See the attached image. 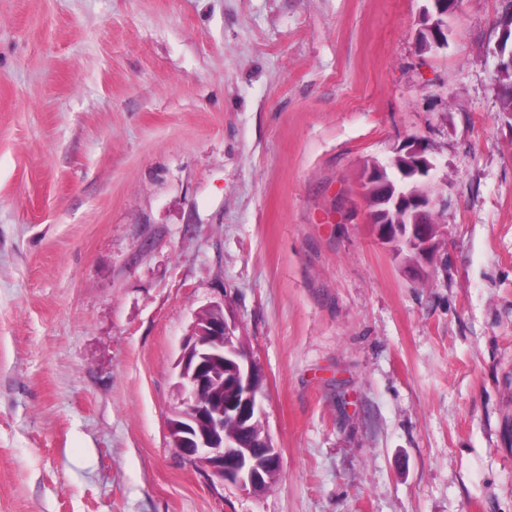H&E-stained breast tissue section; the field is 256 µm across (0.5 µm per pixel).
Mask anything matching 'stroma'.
Here are the masks:
<instances>
[{"label":"stroma","instance_id":"obj_1","mask_svg":"<svg viewBox=\"0 0 512 512\" xmlns=\"http://www.w3.org/2000/svg\"><path fill=\"white\" fill-rule=\"evenodd\" d=\"M0 0V512H512L503 0ZM423 138L439 247L382 245L367 163ZM223 302L277 482L174 448ZM423 14L418 40L426 48H443L447 42L448 17L457 13L460 0H429Z\"/></svg>","mask_w":512,"mask_h":512}]
</instances>
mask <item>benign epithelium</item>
Here are the masks:
<instances>
[{"label":"benign epithelium","mask_w":512,"mask_h":512,"mask_svg":"<svg viewBox=\"0 0 512 512\" xmlns=\"http://www.w3.org/2000/svg\"><path fill=\"white\" fill-rule=\"evenodd\" d=\"M418 31L420 45L439 49L446 45L448 17L457 13L460 0H429ZM401 179L383 186L385 209L392 226L375 230L381 244L399 253L413 250L411 262L422 275L431 267L438 249L437 232L430 224L401 227L402 216L410 211L435 208L437 198L430 193L405 189V179L414 177L432 183L435 165L427 156L423 139L404 142ZM236 324L224 316V304L213 303L198 313L181 345L177 359L182 409L170 421L173 446L187 457L204 464L210 476L242 491L257 492L278 473V449L265 446L263 456L224 437V422L247 426L264 416L262 375L248 353L231 344Z\"/></svg>","instance_id":"7a95c632"}]
</instances>
